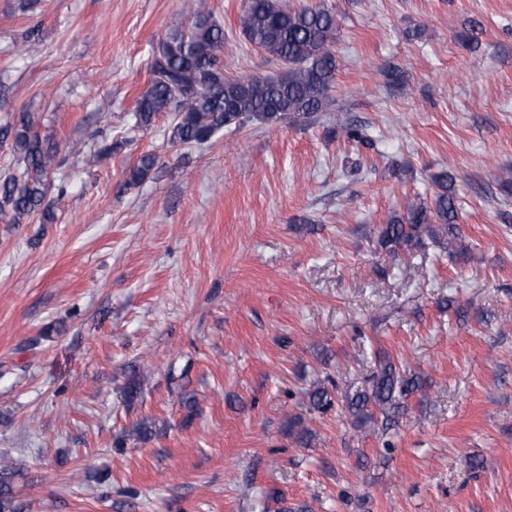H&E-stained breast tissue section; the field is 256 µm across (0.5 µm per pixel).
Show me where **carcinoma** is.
I'll return each instance as SVG.
<instances>
[{
	"instance_id": "carcinoma-1",
	"label": "carcinoma",
	"mask_w": 512,
	"mask_h": 512,
	"mask_svg": "<svg viewBox=\"0 0 512 512\" xmlns=\"http://www.w3.org/2000/svg\"><path fill=\"white\" fill-rule=\"evenodd\" d=\"M187 27H175L157 43L150 64L148 89L135 108V126L147 129L162 112L174 113L171 142L203 144L225 129H239L249 122L273 125L301 121L326 110L338 69L335 43L336 14L327 5L291 6L283 0H243L239 26L246 39L280 62L285 71L276 76L224 75V28L205 10L200 0H186ZM38 116L18 112L0 125V143H9L20 169L0 174V216L11 224H25L38 217L54 220L46 203L48 177L60 165L59 147L37 128ZM342 138L365 148L373 139L357 125L341 128ZM156 156L145 154L130 168L127 184L142 183L154 169ZM438 188L433 204L410 206L406 213L390 216L378 230V246L392 256L425 244L429 239L462 256L457 247L460 230L455 203V176L442 170L433 176ZM337 378L328 375L307 390L308 411L325 413L334 405ZM422 379L404 378L388 357L379 362L363 388H346L339 396L353 427L372 430L395 423L404 400L421 394ZM142 393L139 373H130L123 396L131 404ZM289 435L300 445L311 439L303 420L288 424ZM23 474L0 462V512H18L14 488Z\"/></svg>"
}]
</instances>
